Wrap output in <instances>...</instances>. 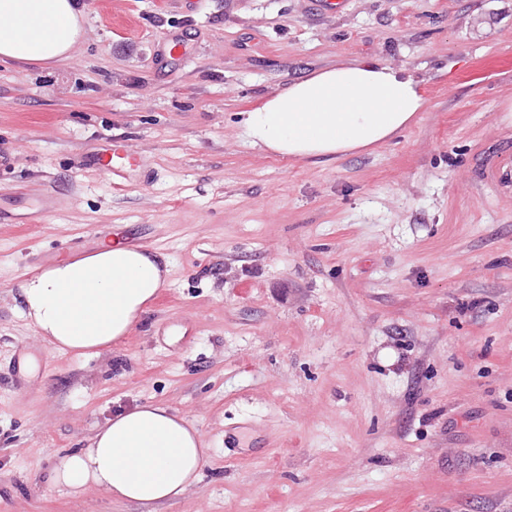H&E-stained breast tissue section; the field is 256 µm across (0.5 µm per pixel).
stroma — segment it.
<instances>
[{
    "mask_svg": "<svg viewBox=\"0 0 512 512\" xmlns=\"http://www.w3.org/2000/svg\"><path fill=\"white\" fill-rule=\"evenodd\" d=\"M78 3L68 60L0 64V512H142L45 477L145 402L210 447L155 512H512V0ZM372 57L423 81L392 140L246 142L240 113ZM109 145L136 176L79 169ZM114 236L169 287L119 345L56 350L20 282Z\"/></svg>",
    "mask_w": 512,
    "mask_h": 512,
    "instance_id": "35a3bbf8",
    "label": "stroma"
}]
</instances>
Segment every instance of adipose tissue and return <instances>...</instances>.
I'll return each instance as SVG.
<instances>
[{
    "label": "adipose tissue",
    "instance_id": "obj_1",
    "mask_svg": "<svg viewBox=\"0 0 512 512\" xmlns=\"http://www.w3.org/2000/svg\"><path fill=\"white\" fill-rule=\"evenodd\" d=\"M77 0H0V61L50 64L77 46ZM420 82L375 58L312 72L242 113L250 146L294 159L368 151L407 129L424 111ZM160 254L115 238L60 261L21 286L22 313L55 348L82 357L118 344L168 287ZM209 458L200 431L160 403L118 412L86 447L57 455L51 487L78 497L91 488L147 508L198 482Z\"/></svg>",
    "mask_w": 512,
    "mask_h": 512
}]
</instances>
